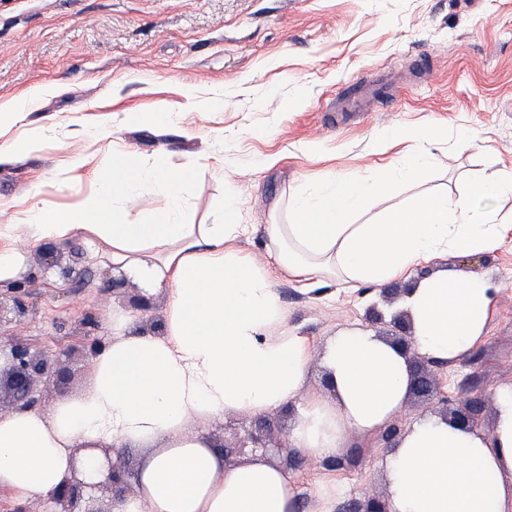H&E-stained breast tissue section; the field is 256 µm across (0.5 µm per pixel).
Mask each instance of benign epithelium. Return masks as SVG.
Segmentation results:
<instances>
[{"instance_id":"obj_1","label":"benign epithelium","mask_w":512,"mask_h":512,"mask_svg":"<svg viewBox=\"0 0 512 512\" xmlns=\"http://www.w3.org/2000/svg\"><path fill=\"white\" fill-rule=\"evenodd\" d=\"M55 248L45 246V254L50 258L47 268L56 269L57 280L70 284L73 282V271L69 266H63L54 258ZM7 290L13 294V306L8 308L0 305V323L14 322L21 324L28 306L25 298L28 295L27 281L9 282ZM391 330L382 339L389 343L408 363L410 372L409 394L422 398L432 405L434 411L448 423L464 430L482 427L481 417L484 400L481 395L465 391L455 399L448 398L438 386L435 368L440 362L425 359L412 353V326L409 315L398 314L390 322ZM66 369L57 366L55 360L35 352L31 347L16 337L4 334L0 336V382L5 383L9 394L21 409L34 406L33 398L35 383L42 379L46 382L53 378L64 379ZM274 421L267 416H260L255 421V428L242 442H224V459L245 453L249 448L253 452H267L274 434ZM407 430L399 420H391L379 429V439L387 448L397 446ZM103 453L104 478L98 482H87L78 476L66 480L55 492L59 512H103L95 507L97 497L94 492L111 491L120 497L127 490L126 464L112 463L111 450L101 449ZM346 512H388L386 498L364 497L354 499L346 505Z\"/></svg>"}]
</instances>
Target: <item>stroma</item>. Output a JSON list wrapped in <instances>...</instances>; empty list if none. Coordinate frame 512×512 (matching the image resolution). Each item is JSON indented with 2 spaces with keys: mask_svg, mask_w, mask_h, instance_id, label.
<instances>
[{
  "mask_svg": "<svg viewBox=\"0 0 512 512\" xmlns=\"http://www.w3.org/2000/svg\"><path fill=\"white\" fill-rule=\"evenodd\" d=\"M360 82L379 83L374 110L338 112L339 96ZM39 85L44 93L0 125V138L48 128L57 135L0 163V226L26 223L31 202L65 212L92 195L95 184L71 170V159L104 173L113 154L132 150L169 170L198 167L187 223H221L225 199L235 198L248 231L234 246L266 264L265 226L287 223L289 194L327 179L374 177L418 151L428 131L436 138L426 175L396 186L375 211L425 191L455 197L472 177L512 169V0H0V101ZM190 86L197 100L220 96L223 108L187 111ZM162 109L179 121L125 120ZM54 245L77 285L46 287L43 248L34 246L23 267L35 277L29 314L16 329L71 374L37 384L45 413L88 386L85 313L105 305L158 330L167 298L166 289L144 288L106 253L91 252L82 234ZM453 264L488 276L498 292L485 341L440 367L439 385L451 397L471 388L489 404L498 386L512 383V234L494 254ZM273 286L289 328L315 348L346 327L388 329L366 316L378 293L332 284L310 293L284 272ZM140 296L149 310H135ZM358 446L364 457L347 468L306 456L290 470L303 512H319L322 485L336 489L332 512L387 494L376 435L346 432L340 453Z\"/></svg>",
  "mask_w": 512,
  "mask_h": 512,
  "instance_id": "obj_1",
  "label": "stroma"
}]
</instances>
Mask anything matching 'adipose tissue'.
<instances>
[{
    "instance_id": "1",
    "label": "adipose tissue",
    "mask_w": 512,
    "mask_h": 512,
    "mask_svg": "<svg viewBox=\"0 0 512 512\" xmlns=\"http://www.w3.org/2000/svg\"><path fill=\"white\" fill-rule=\"evenodd\" d=\"M423 149L391 161L373 179L334 180L288 199V221L266 227L273 266L235 249L247 231L236 203L220 224L176 216L191 171H173L136 152L114 157L98 190L66 213L31 205L29 221L10 227L0 250V281L14 280L34 242L83 231L92 249L107 247L113 267L167 291L162 332L115 320L114 334L87 367L88 388L55 405L0 414V491L19 503L52 494L73 469L88 471L94 449H147L136 490L112 512H297L299 490L262 455L234 467L201 423L230 414H268L293 403L290 444L320 460L335 458L346 431L372 433L403 407L404 356L375 334L345 329L328 337L321 364L332 398L306 392L312 348L289 330L273 286L283 271L304 286L347 288L412 277L422 263L489 255L512 219V170L466 183L462 195L433 192L370 218L394 185L418 181L431 164ZM167 200L162 211L125 220L143 182ZM494 290L484 277L441 267L417 280L405 299L413 340L427 358L453 361L485 338ZM490 430L465 431L438 417L416 423L382 462L389 512H512V384L496 389Z\"/></svg>"
}]
</instances>
